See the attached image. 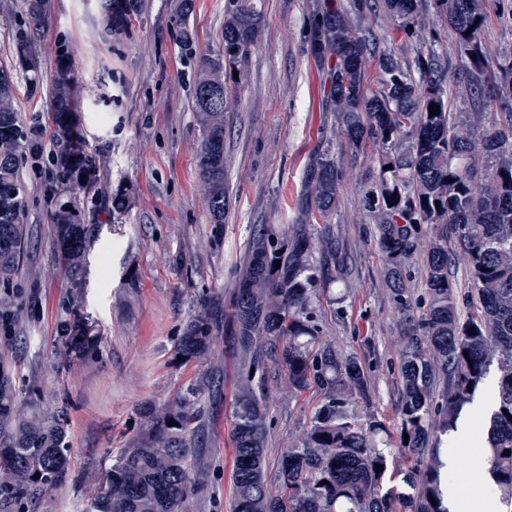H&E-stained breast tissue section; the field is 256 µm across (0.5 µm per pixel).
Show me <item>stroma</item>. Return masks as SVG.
Instances as JSON below:
<instances>
[{"label":"stroma","mask_w":512,"mask_h":512,"mask_svg":"<svg viewBox=\"0 0 512 512\" xmlns=\"http://www.w3.org/2000/svg\"><path fill=\"white\" fill-rule=\"evenodd\" d=\"M47 23L30 33L22 0H0V62L19 35H27L43 86H50L60 52H69L84 86L81 122L100 157L86 211H98L91 238L83 312L95 343L63 355L56 326L66 318L68 284L52 234V204L29 164L23 222V272L14 288L21 320L0 330V364L17 391L39 383L46 405L66 414L70 467L65 482L39 496L34 512H80L99 490L100 477L121 449L132 447L180 387L202 370L213 383L201 402L207 427L198 452L208 466L204 487L182 512H229L233 456L230 442L233 361L217 341L209 366L178 364L174 345L202 300L230 291L252 225L290 224L308 165L331 152L345 169L332 218L312 214L352 264L343 303L338 285L321 289L315 315L324 336L346 355H357L373 386L371 411L385 424L397 420L398 315L383 285L385 262L363 193L377 174L375 150L353 151L323 96L322 73L306 49L313 0H263L260 40L237 79L225 114L226 181L230 207L212 223L194 167L201 130L193 104L198 56L224 49V0H197L196 55L177 39L179 0H145V11L126 34H107L100 0H50ZM487 22L480 41L487 58L512 53V0H484ZM380 48L414 61L417 48L434 42L448 75L451 112L476 114L474 140L498 123L494 103L476 98L461 66L450 29L425 0L414 36L389 16L371 21ZM126 208L112 212V195ZM267 462L308 426L318 396L288 393L285 380L270 385Z\"/></svg>","instance_id":"stroma-1"}]
</instances>
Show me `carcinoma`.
Here are the masks:
<instances>
[{"instance_id": "1", "label": "carcinoma", "mask_w": 512, "mask_h": 512, "mask_svg": "<svg viewBox=\"0 0 512 512\" xmlns=\"http://www.w3.org/2000/svg\"><path fill=\"white\" fill-rule=\"evenodd\" d=\"M435 6L456 36L474 92L501 109L479 150L448 112L446 66L434 44L420 48L413 72L401 57L380 49L366 26L382 11L407 34L422 0H318L307 35L311 57L331 63L326 101L344 140L355 149H376L378 175L364 203L374 216L385 286L403 330L397 426L372 417V387L360 359L323 339L313 315L318 281L343 282L336 245L317 235L313 224L253 225L224 309L200 306L175 344V358L186 364L209 358L221 333L231 345L237 364L231 512H448L439 433L455 425L494 363L498 382L487 463L493 493L512 507V421L506 417L512 415V55H483V0H435ZM101 8L108 29L120 34L141 16L143 0H101ZM24 12L30 30L38 31L48 0H24ZM194 12L195 0H179L178 37L190 54L198 40ZM261 27L255 0H224V53L201 56L195 73L202 130L195 166L215 224L224 223L229 205L227 74L240 70ZM11 56V63L0 64V323L7 327L20 317L10 284L24 245L22 153L37 165L44 153L51 156L43 190L54 202L50 223L76 297L84 288L89 231L78 193H90L97 169L78 118L83 85L72 58L63 53L57 60L42 125L16 108L13 70L31 73L29 92L41 91L28 39H16ZM370 61L377 68L374 89ZM431 104L439 114L429 115ZM342 176V163L329 152L306 172L307 201L324 218L336 213ZM424 224L431 226L427 236ZM419 252L425 256V309L416 314L403 269ZM458 259L469 280L464 289L456 287ZM70 316L58 338L64 349L81 353L92 343L88 324L76 306ZM271 367L287 377L288 392L319 394L307 429L277 460L275 490L266 460ZM209 386V376L195 378L156 413L137 447L112 463L83 512H179L201 473L195 446L203 428L200 401ZM26 394L22 413L12 377L0 368V512H29L37 495L65 480L70 463L64 411L43 405L35 381ZM377 464L383 466L379 473Z\"/></svg>"}]
</instances>
